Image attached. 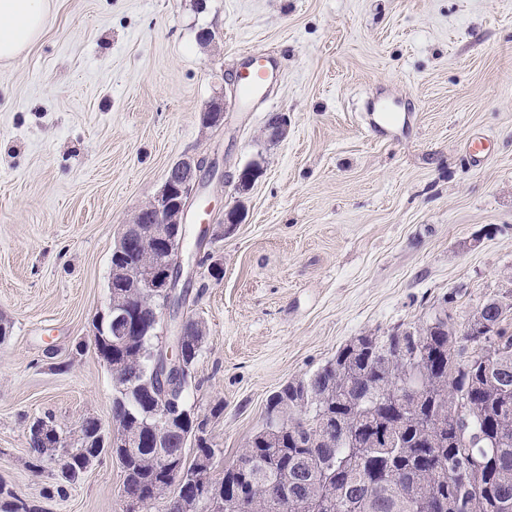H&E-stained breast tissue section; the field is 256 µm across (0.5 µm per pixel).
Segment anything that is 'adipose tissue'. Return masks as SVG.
Returning <instances> with one entry per match:
<instances>
[{
  "label": "adipose tissue",
  "mask_w": 512,
  "mask_h": 512,
  "mask_svg": "<svg viewBox=\"0 0 512 512\" xmlns=\"http://www.w3.org/2000/svg\"><path fill=\"white\" fill-rule=\"evenodd\" d=\"M51 0H0V63L22 58L43 32Z\"/></svg>",
  "instance_id": "1"
}]
</instances>
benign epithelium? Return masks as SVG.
Listing matches in <instances>:
<instances>
[{"mask_svg": "<svg viewBox=\"0 0 512 512\" xmlns=\"http://www.w3.org/2000/svg\"><path fill=\"white\" fill-rule=\"evenodd\" d=\"M200 119L207 128L222 126L223 100L217 98L211 102L201 112ZM287 127V117L278 116L266 126L267 138L280 140ZM202 168L203 161L194 157L177 161L167 171L157 194L122 225L111 257L109 303L93 321V335H99L107 327L113 336L111 345L120 347L131 337L140 335L149 322L160 321L163 311L172 313L175 326L169 342L146 351L162 381L180 372L188 375L181 357L174 353L182 351L188 337L206 336L202 322L178 315L184 300V265L178 248L186 235L185 219L192 198L202 184ZM259 174V168L253 165L244 167L238 175V190H249ZM118 288H135L137 294L119 302ZM150 429L156 437V448L162 452L164 461H169L164 448L175 430L168 414L156 413ZM92 433L104 437L108 448H134L139 443L138 432L120 418L113 419L108 430L97 423ZM211 466V458L200 454L190 471L167 470L166 482L177 486V492L167 498L168 512H197V505L202 501L210 503L211 512H224V495L210 477Z\"/></svg>", "mask_w": 512, "mask_h": 512, "instance_id": "7a95c632", "label": "benign epithelium"}]
</instances>
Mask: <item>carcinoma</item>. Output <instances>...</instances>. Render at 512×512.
Returning a JSON list of instances; mask_svg holds the SVG:
<instances>
[{
    "instance_id": "carcinoma-1",
    "label": "carcinoma",
    "mask_w": 512,
    "mask_h": 512,
    "mask_svg": "<svg viewBox=\"0 0 512 512\" xmlns=\"http://www.w3.org/2000/svg\"><path fill=\"white\" fill-rule=\"evenodd\" d=\"M475 331L463 335L447 312L347 343L308 377L287 383L267 400L264 424L238 459L224 468V512H512V303L486 302ZM493 355L489 370L485 357ZM112 363L123 378L144 359L127 348ZM112 414L141 416L146 401L113 383ZM186 387L163 392L153 407L186 408ZM468 419L474 436L456 429ZM122 460L121 493L154 494L162 462L154 440ZM108 452L81 436L60 460L52 498ZM48 454L28 436L30 467ZM461 467L448 483V462ZM288 482V497L279 494ZM3 512H41L0 481Z\"/></svg>"
}]
</instances>
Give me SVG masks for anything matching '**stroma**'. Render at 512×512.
Here are the masks:
<instances>
[{
    "mask_svg": "<svg viewBox=\"0 0 512 512\" xmlns=\"http://www.w3.org/2000/svg\"><path fill=\"white\" fill-rule=\"evenodd\" d=\"M248 53L275 63L249 105ZM217 98L224 124L204 127ZM383 103L387 139L359 118ZM187 156L216 165L180 246L182 312L207 331L186 398L216 480L268 397L355 336L512 302V0H52L26 56L0 64V480L42 512L125 510L107 455L45 498L57 461L29 468L28 425L52 416L69 444L85 417L111 427L92 330L112 250Z\"/></svg>",
    "mask_w": 512,
    "mask_h": 512,
    "instance_id": "obj_1",
    "label": "stroma"
}]
</instances>
